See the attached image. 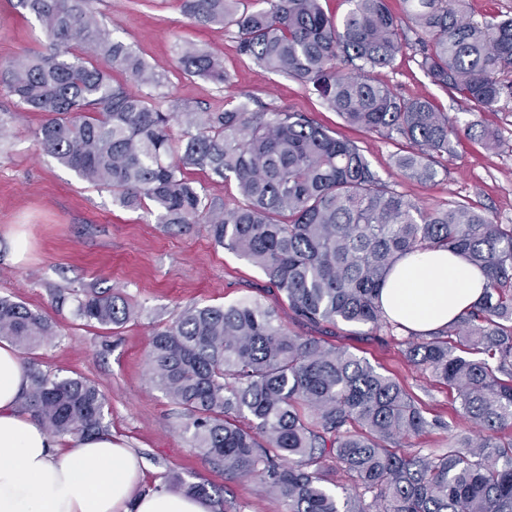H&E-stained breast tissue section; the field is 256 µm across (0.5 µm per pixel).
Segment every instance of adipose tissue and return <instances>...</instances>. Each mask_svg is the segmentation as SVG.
<instances>
[{
    "label": "adipose tissue",
    "instance_id": "1",
    "mask_svg": "<svg viewBox=\"0 0 512 512\" xmlns=\"http://www.w3.org/2000/svg\"><path fill=\"white\" fill-rule=\"evenodd\" d=\"M485 273L444 250L408 254L381 291L385 316L416 331L444 327L476 305ZM28 370L15 346L0 345V512H212L181 489L138 493L141 459L109 433L61 446L21 408Z\"/></svg>",
    "mask_w": 512,
    "mask_h": 512
}]
</instances>
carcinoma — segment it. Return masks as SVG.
<instances>
[{
	"instance_id": "obj_1",
	"label": "carcinoma",
	"mask_w": 512,
	"mask_h": 512,
	"mask_svg": "<svg viewBox=\"0 0 512 512\" xmlns=\"http://www.w3.org/2000/svg\"><path fill=\"white\" fill-rule=\"evenodd\" d=\"M184 0L201 25L236 29L239 49L269 71L307 86L345 122L411 150L395 158L409 178L430 182L457 128L423 97L374 79L416 36L430 81L492 111L512 91V15L474 22L465 0H347L339 19L320 0ZM92 0H19L40 22L45 51L0 64V90L45 122L39 149L83 180L112 190L126 209L160 224L209 225L214 242L247 260L300 321L389 328L379 294L406 254L444 249L481 269V301L448 325L408 332L407 363L456 392L472 433L450 435L429 453L399 450L429 429L421 400L364 358L301 336L274 309L245 299L190 305L152 332V383L182 408L191 447L254 476L288 502V512H512V224L469 203L426 211L387 185L360 147L301 112L223 111L188 105L164 111L115 78L156 85L163 74L114 38ZM188 76L232 84L221 60L191 44L177 50ZM180 128V134L174 128ZM234 182L243 203L207 198L188 172ZM76 319L121 327L140 309L118 294L88 289ZM54 336L47 318L0 297V340L26 353ZM22 409L53 436L104 431L103 392L82 378L52 377L28 364ZM349 484L331 491V471Z\"/></svg>"
}]
</instances>
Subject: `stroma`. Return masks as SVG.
<instances>
[{"label": "stroma", "mask_w": 512, "mask_h": 512, "mask_svg": "<svg viewBox=\"0 0 512 512\" xmlns=\"http://www.w3.org/2000/svg\"><path fill=\"white\" fill-rule=\"evenodd\" d=\"M94 8L114 38L166 73L165 85L151 91L163 108L220 110L246 100L255 110L301 112L336 137L354 141L383 181L421 207L467 201L495 222L512 224V93L495 110L477 111L431 83L412 43L390 66L375 71L378 81L398 92L428 98L459 127L443 173L423 184L394 164L404 143L348 125L298 81L242 55L235 28L193 23L181 0H95ZM182 43L217 56L233 85L181 74L176 47ZM47 47L35 17L18 0H0V64ZM44 121L43 114L23 109L0 91V297L42 313L54 326V336L32 350L29 361L59 378L88 379L105 393L104 424L143 459V490L201 482L212 496L231 500L232 512H288L287 503L272 500L258 479L225 474L223 465L192 448L181 408L150 380L153 328L192 304L259 300L276 308L291 332L320 335L404 382L424 403L425 417L443 426L404 438L402 449L432 448L444 437V425L462 428L453 393L406 364L402 331L344 323L317 331L299 323L258 268L215 244L208 225L170 226L158 223L156 215L119 207L111 190L89 184L40 151L35 133ZM484 128L499 133L501 148L485 146L478 135ZM92 286L130 300L140 308L139 318L114 330L83 325L73 309Z\"/></svg>", "instance_id": "obj_1"}]
</instances>
